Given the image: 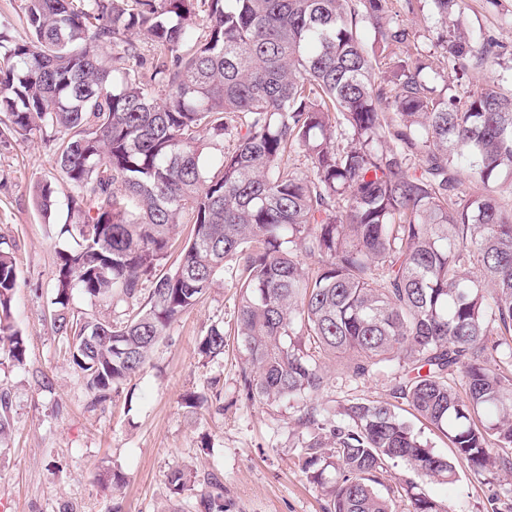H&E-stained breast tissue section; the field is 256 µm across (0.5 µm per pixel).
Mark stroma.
I'll list each match as a JSON object with an SVG mask.
<instances>
[{"label":"stroma","instance_id":"stroma-1","mask_svg":"<svg viewBox=\"0 0 512 512\" xmlns=\"http://www.w3.org/2000/svg\"><path fill=\"white\" fill-rule=\"evenodd\" d=\"M462 23L476 40L492 37L504 47L498 64L472 68L449 94L493 85L512 91V0H464ZM403 20L416 46L439 53V25L429 0H418ZM39 181L61 184L52 149L32 137L0 143V247L13 252L18 269L14 321L27 339L24 364L0 363V392L7 394L12 433L0 447V502L8 512H189L195 499H173L167 475L186 466L224 484L225 512H325L326 499L299 467L307 436L295 406L250 402L238 394L244 352L233 336L238 290L224 280L193 310L171 325L143 370L124 391L94 407L74 368L66 336L55 333L51 301L57 253L65 243L56 227L67 212L43 215L33 204ZM223 323L228 344L221 357L203 358L198 343L208 326ZM320 401L388 399L397 365L363 379L328 366ZM222 387L221 407L185 408L184 396L203 394L211 379ZM120 472L119 491L96 479L98 466ZM422 490L449 512H491L493 498L512 489V475L479 476L457 469L453 483L425 481Z\"/></svg>","mask_w":512,"mask_h":512}]
</instances>
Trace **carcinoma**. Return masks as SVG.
<instances>
[{"instance_id":"cac0c4a2","label":"carcinoma","mask_w":512,"mask_h":512,"mask_svg":"<svg viewBox=\"0 0 512 512\" xmlns=\"http://www.w3.org/2000/svg\"><path fill=\"white\" fill-rule=\"evenodd\" d=\"M389 2L25 0L21 41L0 18V141L54 145L67 190L39 182L34 199L45 216L65 207L59 234L73 246L58 252L52 322L92 403L119 393L226 274L239 288V391L301 404L299 463L326 512H393L382 488L400 462L448 484L458 464L512 474V369L494 359L504 345L512 359V206L495 189L512 179V93L434 85L462 81L471 61L496 64L502 46L467 35L463 0H430L443 53H424ZM182 224L189 239L160 273ZM17 288L0 249V355L22 365ZM76 288L125 303L123 318L69 315ZM226 336L211 325L199 354H224ZM336 360L356 379L397 363L394 402L318 401ZM10 429L1 394L0 444ZM167 480L179 497L196 475L176 467ZM205 483L197 509L224 512L220 480ZM399 488L411 512H448L414 481ZM400 407L405 409L399 410L400 414L405 419L413 423L416 431L424 440H427L432 445L437 453L447 457H452L453 448L450 447L447 439H445L435 428L428 425L426 422L417 420L412 415V411L406 405H401Z\"/></svg>"}]
</instances>
